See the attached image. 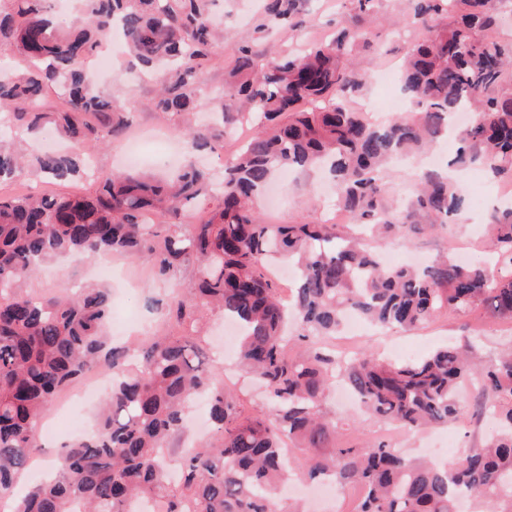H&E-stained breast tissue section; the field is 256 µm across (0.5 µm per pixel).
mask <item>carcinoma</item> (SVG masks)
I'll return each mask as SVG.
<instances>
[{"mask_svg":"<svg viewBox=\"0 0 512 512\" xmlns=\"http://www.w3.org/2000/svg\"><path fill=\"white\" fill-rule=\"evenodd\" d=\"M11 2L13 12L0 10V52L21 57L25 67L0 71V111L28 133L54 126L71 148L27 158L0 145V183L28 175L84 179L86 155L125 135L128 108L98 91L87 70L114 28L158 75L159 111L214 110L226 133L254 125L225 164L223 191L203 219L192 205L212 185L192 162L169 179L102 169L85 196L0 194V503L12 501L11 512H130L136 500L156 502L161 512H274V490L289 468L362 487L358 512H458L465 497L479 512H512L511 348L485 365L479 341L461 336L416 359L361 351L347 361L311 340L336 335L348 309L402 330L447 310L482 307L512 319L511 208L489 217L492 271L450 257L423 269L387 268L370 246L394 231L428 234L463 211L461 190L438 171H424L401 207L382 181L389 164L438 141L457 112L469 108L474 117L456 132L455 163L512 182V40L483 37L498 19L492 0H407L424 29L401 63L416 111L381 126L353 106L369 69L357 28L298 53L260 54L240 44L224 90L210 96L200 92L201 69L224 35L213 0H77L81 23L66 30L55 26L45 0ZM306 2L265 0L256 31L305 28ZM379 2L347 0L359 22L377 17ZM56 86L67 106L53 111L44 93ZM184 135L194 150L211 145L208 127L190 125ZM321 165L336 181L349 231L269 223L255 202L274 172ZM107 252L148 264L156 280L196 269L193 284L158 314L191 328L217 307L237 321L240 363L269 390L275 414H242L189 332L154 336L144 348L112 346L104 283L51 297L26 290L39 266L60 254L85 261ZM276 254L295 259L299 271L287 306L269 270ZM97 367L111 371L112 392L94 427L54 461V478L15 497L44 415ZM338 375L372 416L404 428L455 422L458 390L473 383L478 413L496 419V430L449 467L408 458L384 440L331 448L336 421L322 396ZM201 394L210 400V438L175 455L169 445L184 429V409ZM290 444L306 453L288 459Z\"/></svg>","mask_w":512,"mask_h":512,"instance_id":"1","label":"carcinoma"}]
</instances>
